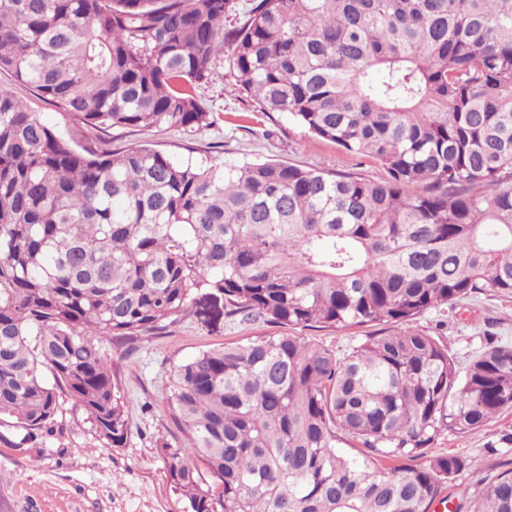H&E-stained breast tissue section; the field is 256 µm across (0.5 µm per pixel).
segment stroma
<instances>
[{
    "instance_id": "1",
    "label": "stroma",
    "mask_w": 512,
    "mask_h": 512,
    "mask_svg": "<svg viewBox=\"0 0 512 512\" xmlns=\"http://www.w3.org/2000/svg\"><path fill=\"white\" fill-rule=\"evenodd\" d=\"M0 87L12 91L61 137L97 153L147 145L178 161L241 165L276 160L357 173L374 181L387 177L374 159L308 134L288 114L261 111L252 97L235 89L224 57L218 59L210 82L198 90L215 119L213 126L199 130L90 129L3 71ZM414 326L440 336L450 354L464 363L483 349L487 337L512 346V295L487 292L464 300L448 318L431 311ZM283 332V327L260 319L206 323L189 316L131 342L104 341L128 417L125 445L104 443L85 415L63 400L56 433L43 446L24 451L0 441V512H188L186 499L172 487L167 465L156 450L159 440L176 443L182 437L164 395L172 366L203 350ZM508 433L512 411L499 414L482 432L448 433L435 442L433 453H456L470 462L450 484V499L463 502L484 483L512 469V446L500 442Z\"/></svg>"
}]
</instances>
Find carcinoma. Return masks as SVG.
I'll list each match as a JSON object with an SVG mask.
<instances>
[{
  "mask_svg": "<svg viewBox=\"0 0 512 512\" xmlns=\"http://www.w3.org/2000/svg\"><path fill=\"white\" fill-rule=\"evenodd\" d=\"M227 6L0 0V71L91 128L192 129L212 124L196 89L227 48L263 111L388 178L97 156L0 89V427L14 448L51 436L65 395L123 447L102 343L204 302L279 326L392 323L342 353L257 336L175 364L185 441L157 452L190 512H430L469 466L432 445L512 409V347L489 336L462 367L412 327L512 294V0H252L226 32ZM467 512H512V471Z\"/></svg>",
  "mask_w": 512,
  "mask_h": 512,
  "instance_id": "obj_1",
  "label": "carcinoma"
}]
</instances>
